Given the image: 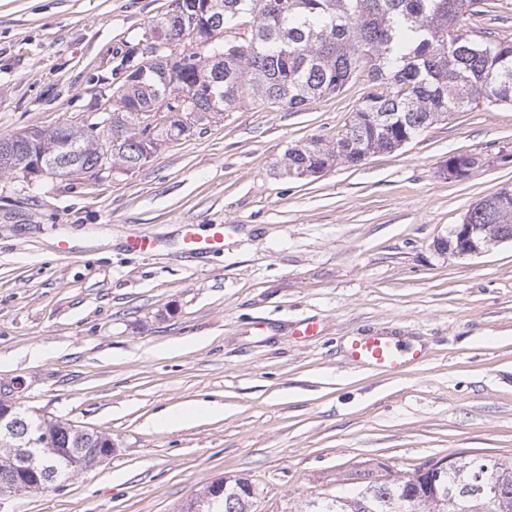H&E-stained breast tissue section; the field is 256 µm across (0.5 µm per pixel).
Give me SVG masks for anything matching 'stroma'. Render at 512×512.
Masks as SVG:
<instances>
[{"instance_id":"obj_1","label":"stroma","mask_w":512,"mask_h":512,"mask_svg":"<svg viewBox=\"0 0 512 512\" xmlns=\"http://www.w3.org/2000/svg\"><path fill=\"white\" fill-rule=\"evenodd\" d=\"M171 3L0 0V136L107 118L122 60ZM456 30L511 40L512 0ZM367 88L357 76L296 111L247 104L132 170L0 172V382L116 444L0 512H180L227 477L249 479L260 512H292L381 462L512 456V243L438 248L512 185V106H471L355 167L281 176L288 147L335 141ZM459 154L478 163L448 176ZM184 224L225 225L223 252L187 256ZM131 235L158 251H127ZM307 320L318 335H297ZM366 333L426 356L399 373L351 365L347 343ZM207 402L223 414L161 422Z\"/></svg>"}]
</instances>
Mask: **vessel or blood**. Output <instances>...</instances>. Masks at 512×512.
Masks as SVG:
<instances>
[{
	"label": "vessel or blood",
	"instance_id": "1",
	"mask_svg": "<svg viewBox=\"0 0 512 512\" xmlns=\"http://www.w3.org/2000/svg\"><path fill=\"white\" fill-rule=\"evenodd\" d=\"M181 242L185 251L191 254L222 250L224 227L220 224L211 225L208 234L203 235L196 225H182ZM347 352L355 365L393 373L420 363L422 359L420 348L400 343L396 337L381 333L354 337L347 344Z\"/></svg>",
	"mask_w": 512,
	"mask_h": 512
}]
</instances>
